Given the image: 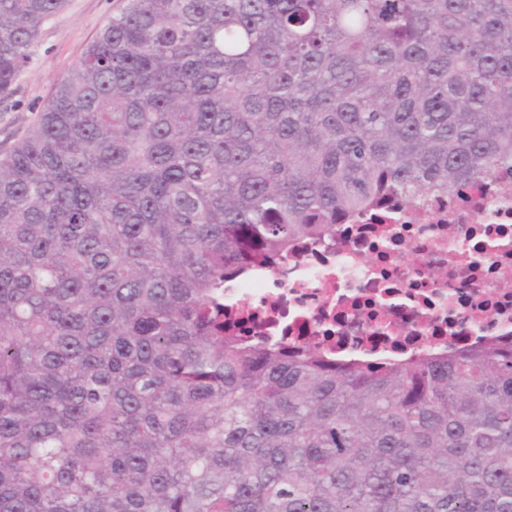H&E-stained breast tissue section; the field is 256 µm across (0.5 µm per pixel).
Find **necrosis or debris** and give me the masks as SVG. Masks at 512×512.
Instances as JSON below:
<instances>
[{
  "label": "necrosis or debris",
  "mask_w": 512,
  "mask_h": 512,
  "mask_svg": "<svg viewBox=\"0 0 512 512\" xmlns=\"http://www.w3.org/2000/svg\"><path fill=\"white\" fill-rule=\"evenodd\" d=\"M241 336L385 364L512 338V174L464 198L359 214L286 263L224 291Z\"/></svg>",
  "instance_id": "necrosis-or-debris-1"
}]
</instances>
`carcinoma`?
I'll return each instance as SVG.
<instances>
[{"label":"carcinoma","mask_w":512,"mask_h":512,"mask_svg":"<svg viewBox=\"0 0 512 512\" xmlns=\"http://www.w3.org/2000/svg\"><path fill=\"white\" fill-rule=\"evenodd\" d=\"M65 0H0V95ZM512 171V0H122L0 155V512H512V345L340 366L224 288Z\"/></svg>","instance_id":"cac0c4a2"}]
</instances>
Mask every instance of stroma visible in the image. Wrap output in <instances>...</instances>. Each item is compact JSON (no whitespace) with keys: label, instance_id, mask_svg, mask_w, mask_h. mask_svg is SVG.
Segmentation results:
<instances>
[{"label":"stroma","instance_id":"35a3bbf8","mask_svg":"<svg viewBox=\"0 0 512 512\" xmlns=\"http://www.w3.org/2000/svg\"><path fill=\"white\" fill-rule=\"evenodd\" d=\"M120 4L121 0H67L42 27L29 65L13 90L0 97V155L36 121L57 79L81 58Z\"/></svg>","mask_w":512,"mask_h":512}]
</instances>
